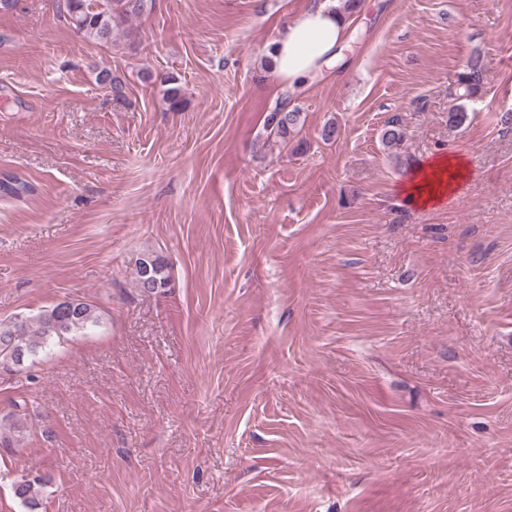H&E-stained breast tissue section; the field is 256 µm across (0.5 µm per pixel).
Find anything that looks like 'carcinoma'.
I'll use <instances>...</instances> for the list:
<instances>
[{"label":"carcinoma","instance_id":"cac0c4a2","mask_svg":"<svg viewBox=\"0 0 512 512\" xmlns=\"http://www.w3.org/2000/svg\"><path fill=\"white\" fill-rule=\"evenodd\" d=\"M70 26L90 40L107 43L114 32L122 29L132 18L151 13L155 0H65ZM165 86V99L175 111L183 102L182 88L174 75L160 76ZM486 73L481 55L476 53L468 60L457 76L456 84L448 97L447 121L451 127H460L468 119L465 103L480 99L485 92ZM286 95L268 112L266 127L276 137L287 143L301 124V112L290 106ZM405 138L399 117L388 119L380 134L381 143L389 150H397ZM35 191L34 186L17 176L0 180V193L9 197H22ZM137 285L144 293H155L169 285L167 259L159 252L148 251L136 262ZM98 308L80 299L70 300L67 306L56 303L34 317L17 315L0 320V369L21 372L36 363L38 358L54 343L70 336L88 333L102 324ZM43 482L37 476L20 477L12 481L14 496L30 512L39 505Z\"/></svg>","mask_w":512,"mask_h":512}]
</instances>
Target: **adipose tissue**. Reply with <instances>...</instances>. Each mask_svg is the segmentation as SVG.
<instances>
[{"label": "adipose tissue", "instance_id": "ef3b65f1", "mask_svg": "<svg viewBox=\"0 0 512 512\" xmlns=\"http://www.w3.org/2000/svg\"><path fill=\"white\" fill-rule=\"evenodd\" d=\"M348 28L336 0H314L267 45L269 75L282 89H305L335 66ZM467 173L462 156L439 154L413 167L398 194L415 207L434 208L455 198Z\"/></svg>", "mask_w": 512, "mask_h": 512}]
</instances>
